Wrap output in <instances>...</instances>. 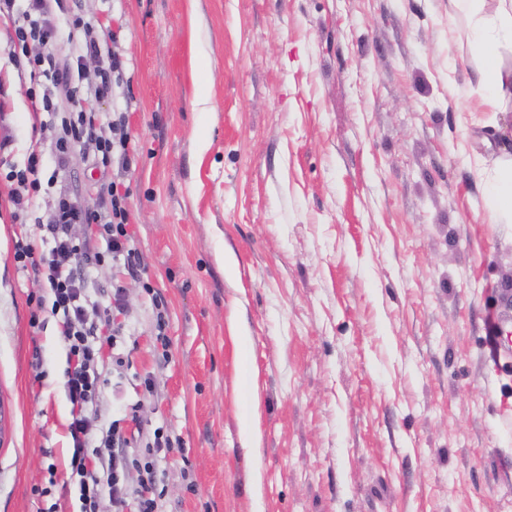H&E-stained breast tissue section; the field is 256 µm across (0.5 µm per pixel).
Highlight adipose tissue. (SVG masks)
I'll return each mask as SVG.
<instances>
[{"mask_svg": "<svg viewBox=\"0 0 512 512\" xmlns=\"http://www.w3.org/2000/svg\"><path fill=\"white\" fill-rule=\"evenodd\" d=\"M485 0H452L457 11L475 16L470 30L472 42L482 53L483 62L475 78L491 94V103L500 106L512 102V66L504 65L502 49L512 48V0H497L493 9H485Z\"/></svg>", "mask_w": 512, "mask_h": 512, "instance_id": "ef3b65f1", "label": "adipose tissue"}]
</instances>
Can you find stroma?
I'll return each instance as SVG.
<instances>
[{
  "instance_id": "stroma-1",
  "label": "stroma",
  "mask_w": 512,
  "mask_h": 512,
  "mask_svg": "<svg viewBox=\"0 0 512 512\" xmlns=\"http://www.w3.org/2000/svg\"><path fill=\"white\" fill-rule=\"evenodd\" d=\"M123 62L73 79L120 112L131 160L57 169L49 83L0 21V512H80L67 355L17 241L60 192L126 193L129 274L97 224L88 295L122 333L97 360V424L150 456L157 512H512V363L485 338L512 314V224L476 166L512 158L472 20L450 0H65ZM42 186L10 196L31 150ZM124 309L112 310V286ZM247 337L239 347L238 337ZM259 434L249 448L241 418ZM169 451L148 455L155 436Z\"/></svg>"
}]
</instances>
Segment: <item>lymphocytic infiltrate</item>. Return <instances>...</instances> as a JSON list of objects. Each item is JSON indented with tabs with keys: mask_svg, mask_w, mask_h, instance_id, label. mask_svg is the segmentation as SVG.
I'll return each instance as SVG.
<instances>
[{
	"mask_svg": "<svg viewBox=\"0 0 512 512\" xmlns=\"http://www.w3.org/2000/svg\"><path fill=\"white\" fill-rule=\"evenodd\" d=\"M15 0H0V17L11 19L14 27V47H26L29 40H38L44 47L41 54L31 60L33 68L59 87L71 85L72 69L68 57L82 53L94 56L99 43L90 23L72 19L73 29L82 31L83 43H60L53 18L62 0H29V8L21 17H14ZM101 119L97 115L79 113L61 118V131L55 139V158L58 166H66L74 146L84 152L99 155L109 162L115 149H126L127 135L118 139L102 138L97 133ZM108 204L105 209L91 211L67 195L60 196L47 224L44 238L49 242L48 252H36L32 244L17 242L16 255L24 266L34 272H45L53 301L51 311L59 315L60 334L68 348V367L65 372V394L72 405V419L68 425L73 450L70 469L78 478L81 512H97L102 498H110L113 512H125L129 488L125 482L126 457L113 453L114 431L97 435L87 407L93 403L98 391L99 374L96 358L103 334L117 336V328L109 320L90 321L88 316L87 267L90 252L77 243L72 235L76 224H102L107 236V249L113 259L123 262L128 269H136L137 254L124 231L127 221L125 196L117 188H107Z\"/></svg>",
	"mask_w": 512,
	"mask_h": 512,
	"instance_id": "f902f5d3",
	"label": "lymphocytic infiltrate"
}]
</instances>
